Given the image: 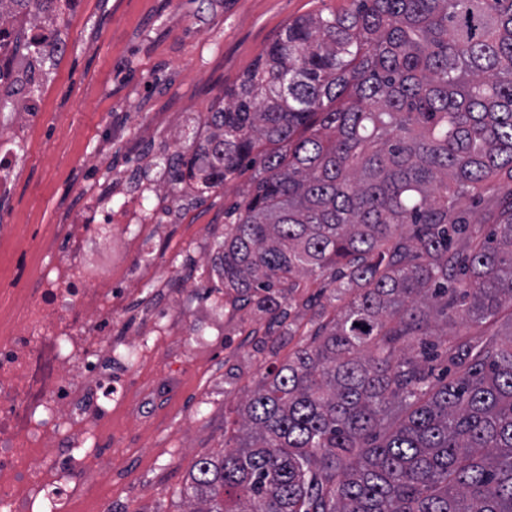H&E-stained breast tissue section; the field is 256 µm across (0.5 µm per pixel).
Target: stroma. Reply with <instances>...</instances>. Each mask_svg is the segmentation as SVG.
I'll return each mask as SVG.
<instances>
[{
  "mask_svg": "<svg viewBox=\"0 0 512 512\" xmlns=\"http://www.w3.org/2000/svg\"><path fill=\"white\" fill-rule=\"evenodd\" d=\"M350 0H78L61 28L69 47L36 98L41 115L23 144V161L0 194L9 234L0 243V286L16 287L15 264L40 255L33 234L64 223L79 209L77 182L96 183L86 158L104 131L105 155L118 178L142 157L154 177L172 154L193 157L208 134L206 112L224 100V87L253 68L289 21L347 9ZM244 167L222 187L197 194L188 219L168 225L141 255L176 259L190 285L165 312L202 329L207 343L145 358L136 382L158 386L155 420L142 429L115 407L112 427L114 512H187L185 489L198 459L224 450V424L268 369L287 361L298 341L267 333V321L223 293L220 245L224 212L252 186ZM209 410L198 414V399Z\"/></svg>",
  "mask_w": 512,
  "mask_h": 512,
  "instance_id": "35a3bbf8",
  "label": "stroma"
}]
</instances>
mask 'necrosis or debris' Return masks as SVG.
<instances>
[{
	"label": "necrosis or debris",
	"instance_id": "obj_1",
	"mask_svg": "<svg viewBox=\"0 0 512 512\" xmlns=\"http://www.w3.org/2000/svg\"><path fill=\"white\" fill-rule=\"evenodd\" d=\"M71 0H31L12 13L11 25L31 34H51V54L66 51L57 23ZM5 89L17 106L7 138L0 140V184L21 161L18 148L39 105L28 93L27 63L0 40ZM82 207L41 235L44 264L27 272L25 285L7 289L0 305V512H61L81 502L87 488L105 498L98 512H112V455L85 466L87 443L110 436L105 416L118 402L139 423L154 386L131 393L126 377L148 353L146 339L162 337V352L188 343L191 333L174 322L143 314L140 340L115 333L132 300H168L177 266L168 261L144 267L133 260L144 239L162 225L186 219V204H169L152 180L108 179L97 189L77 185Z\"/></svg>",
	"mask_w": 512,
	"mask_h": 512
}]
</instances>
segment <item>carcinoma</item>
Instances as JSON below:
<instances>
[{"mask_svg": "<svg viewBox=\"0 0 512 512\" xmlns=\"http://www.w3.org/2000/svg\"><path fill=\"white\" fill-rule=\"evenodd\" d=\"M17 55L46 63L22 32ZM224 290L297 332L200 458L190 512H512V0H350L286 25L204 116ZM493 225L482 235L479 226ZM468 323L486 330L463 333ZM453 332V374L432 380Z\"/></svg>", "mask_w": 512, "mask_h": 512, "instance_id": "carcinoma-1", "label": "carcinoma"}]
</instances>
